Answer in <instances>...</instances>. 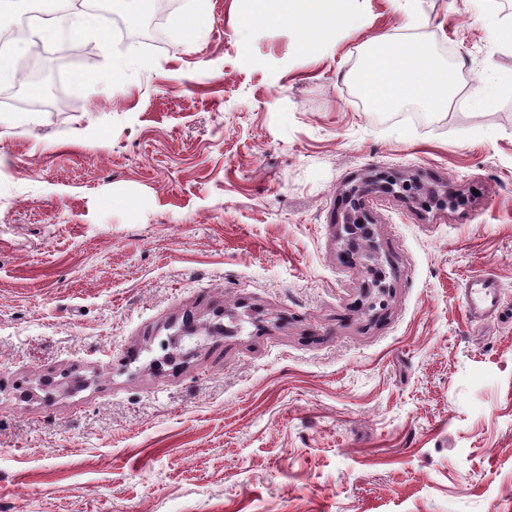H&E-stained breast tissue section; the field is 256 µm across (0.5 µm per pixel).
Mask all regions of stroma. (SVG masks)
I'll use <instances>...</instances> for the list:
<instances>
[{
    "mask_svg": "<svg viewBox=\"0 0 512 512\" xmlns=\"http://www.w3.org/2000/svg\"><path fill=\"white\" fill-rule=\"evenodd\" d=\"M91 2L37 40L60 108L0 75V512H512V47L472 21L512 0H353L314 53L240 0L146 41L150 0ZM380 41L452 69L448 107H374ZM382 177L457 203L367 197L369 312L336 223ZM499 285L490 275H475L465 286L464 298L471 312H481L493 308L498 302Z\"/></svg>",
    "mask_w": 512,
    "mask_h": 512,
    "instance_id": "obj_1",
    "label": "stroma"
}]
</instances>
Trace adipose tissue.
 Segmentation results:
<instances>
[{
    "instance_id": "adipose-tissue-1",
    "label": "adipose tissue",
    "mask_w": 512,
    "mask_h": 512,
    "mask_svg": "<svg viewBox=\"0 0 512 512\" xmlns=\"http://www.w3.org/2000/svg\"><path fill=\"white\" fill-rule=\"evenodd\" d=\"M248 26L292 24L300 33L299 46L310 51L320 36L354 24L352 0H243ZM366 96L379 108L414 97L438 110L453 97L454 75L437 70L424 46L402 41L378 45L361 77Z\"/></svg>"
}]
</instances>
